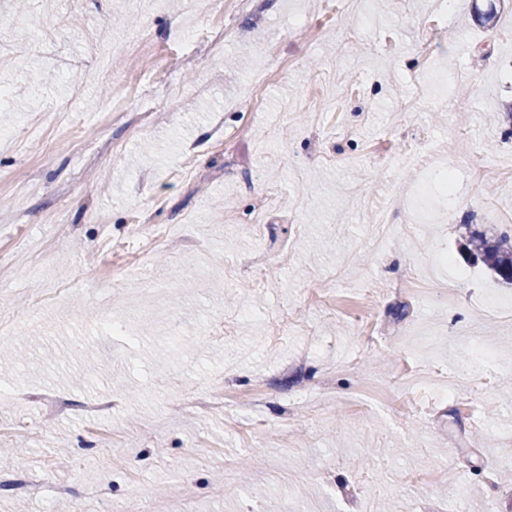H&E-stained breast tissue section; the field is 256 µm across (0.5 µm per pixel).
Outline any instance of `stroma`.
I'll list each match as a JSON object with an SVG mask.
<instances>
[{
    "mask_svg": "<svg viewBox=\"0 0 512 512\" xmlns=\"http://www.w3.org/2000/svg\"><path fill=\"white\" fill-rule=\"evenodd\" d=\"M472 3L376 0L366 23L322 0H27L0 25V315L21 319L0 390L67 406L0 398V512H512V311L485 305L512 285L463 239L512 235V0L489 28ZM224 20L222 50L184 37ZM435 157L448 209L411 223ZM138 224L158 252L134 256ZM158 278L162 311H134ZM214 386L226 406L184 408ZM107 398L109 431L84 411Z\"/></svg>",
    "mask_w": 512,
    "mask_h": 512,
    "instance_id": "35a3bbf8",
    "label": "stroma"
}]
</instances>
